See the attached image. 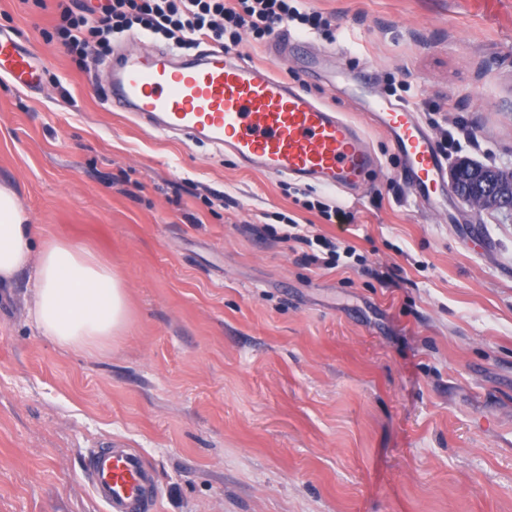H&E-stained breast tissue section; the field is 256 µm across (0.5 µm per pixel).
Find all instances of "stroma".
I'll list each match as a JSON object with an SVG mask.
<instances>
[{"mask_svg":"<svg viewBox=\"0 0 512 512\" xmlns=\"http://www.w3.org/2000/svg\"><path fill=\"white\" fill-rule=\"evenodd\" d=\"M54 0H0V32L46 61L0 77V183L38 242L107 261L121 336L59 346L30 320L28 273L0 287V512H105L96 449L138 452L154 512H512V212L437 208L402 181L360 104L412 106L444 152L512 171V0H304L329 21L279 75L366 126L367 186L270 177L112 111L105 73L141 28L53 38ZM342 209L346 220L327 219ZM310 227L352 257L273 238Z\"/></svg>","mask_w":512,"mask_h":512,"instance_id":"1","label":"stroma"}]
</instances>
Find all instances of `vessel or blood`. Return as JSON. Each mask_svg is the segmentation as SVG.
I'll list each match as a JSON object with an SVG mask.
<instances>
[{
  "label": "vessel or blood",
  "mask_w": 512,
  "mask_h": 512,
  "mask_svg": "<svg viewBox=\"0 0 512 512\" xmlns=\"http://www.w3.org/2000/svg\"><path fill=\"white\" fill-rule=\"evenodd\" d=\"M45 68L42 58L0 32L1 77L34 90ZM109 71L113 109L160 133L225 148L249 168L345 188L365 183L378 166L356 124L293 88L273 67L238 53L220 47L190 55L123 51ZM368 111L400 156V176L416 197L428 203L447 192L441 156L416 113L383 97ZM89 474L108 512H153L155 475L137 453L97 449Z\"/></svg>",
  "instance_id": "b4317fda"
}]
</instances>
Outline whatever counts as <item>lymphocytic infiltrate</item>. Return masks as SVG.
I'll use <instances>...</instances> for the list:
<instances>
[{
	"label": "lymphocytic infiltrate",
	"mask_w": 512,
	"mask_h": 512,
	"mask_svg": "<svg viewBox=\"0 0 512 512\" xmlns=\"http://www.w3.org/2000/svg\"><path fill=\"white\" fill-rule=\"evenodd\" d=\"M57 9V33L77 54L84 52L88 36L106 43L136 25L188 50L204 39L238 46L244 31L262 40L288 22L312 30L327 24L321 13L299 9L293 0H102L77 9L71 0H57Z\"/></svg>",
	"instance_id": "1"
}]
</instances>
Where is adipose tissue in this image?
Segmentation results:
<instances>
[{"instance_id": "ef3b65f1", "label": "adipose tissue", "mask_w": 512, "mask_h": 512, "mask_svg": "<svg viewBox=\"0 0 512 512\" xmlns=\"http://www.w3.org/2000/svg\"><path fill=\"white\" fill-rule=\"evenodd\" d=\"M26 271L34 288L28 315L60 346L90 349L124 332L127 289L111 265L66 241L36 244L16 192L0 185V287Z\"/></svg>"}]
</instances>
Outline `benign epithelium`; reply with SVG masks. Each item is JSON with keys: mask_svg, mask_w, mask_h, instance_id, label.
<instances>
[{"mask_svg": "<svg viewBox=\"0 0 512 512\" xmlns=\"http://www.w3.org/2000/svg\"><path fill=\"white\" fill-rule=\"evenodd\" d=\"M451 187L459 188L461 198L479 210L512 206V171L487 168L473 161L460 160L449 167Z\"/></svg>", "mask_w": 512, "mask_h": 512, "instance_id": "7a95c632", "label": "benign epithelium"}]
</instances>
